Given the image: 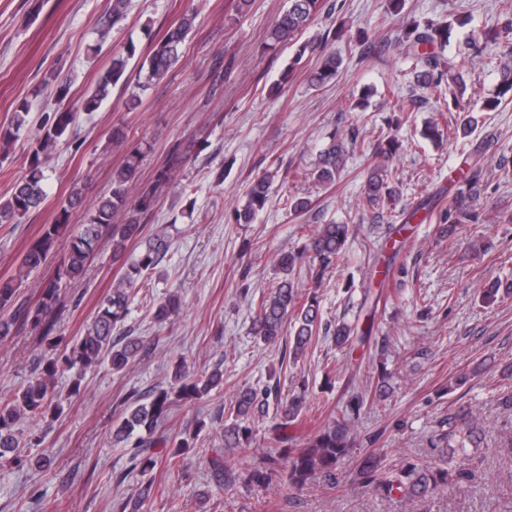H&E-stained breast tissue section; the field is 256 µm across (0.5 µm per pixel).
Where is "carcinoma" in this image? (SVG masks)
<instances>
[{"label":"carcinoma","mask_w":512,"mask_h":512,"mask_svg":"<svg viewBox=\"0 0 512 512\" xmlns=\"http://www.w3.org/2000/svg\"><path fill=\"white\" fill-rule=\"evenodd\" d=\"M328 0H287L284 9L268 31V40L273 45L292 42L296 35L306 29L322 12L331 10ZM129 0H111L110 7L102 19L100 38H105L115 27L125 20ZM196 14L185 12L172 23L162 36L151 42L145 59L144 79L137 83L139 92L132 95L127 107L131 110L141 103V93L166 76L180 61L182 47L195 26ZM451 23H439L432 19H413L400 30L397 43L407 57L415 61L414 79L417 85L433 93L442 91L443 86L464 89L466 81L456 71L453 59H445L443 51L448 46ZM137 47L129 43L123 49L112 53L107 67L99 72L91 89L77 102H72L71 81L66 78L56 80L53 98L54 107L42 119L40 128L34 135L35 145L27 155V173L18 179L8 197L0 199V224H17L30 212L38 209L46 198L44 168L50 155L58 148L73 144L72 128L76 112H95L112 94V88L126 80L130 61L135 58ZM340 59L334 52H327L321 66L309 73L308 80L314 85H322L336 78ZM498 96L483 99L479 111L496 109L501 98L512 94V67L503 66L498 73ZM29 123L27 102L19 103L11 122L0 127V142L9 144L17 139ZM365 140L359 131L349 129L345 138L331 139L318 154L314 169L310 172L319 183L333 184L344 171L348 153L363 148ZM373 156L382 161L369 169L363 186V199L371 207L396 193L393 185L392 168L388 165L400 148L398 140L381 134L373 139ZM144 156L141 145L126 150L123 162L112 173L111 187L107 193L95 198L87 205L84 223L74 232L70 248L56 273V279L41 288L36 303L23 300L20 288L25 280L38 272L55 249L60 235L70 224L72 211L84 206V188L75 187L66 202L58 210L54 222L42 227L40 235L32 241L20 255L17 272L0 278V342L9 340L25 325L42 331L47 342L46 351L38 358V376L28 385L9 398H0V459L7 457L16 468L37 465L45 468L48 459L36 457L20 450V440L16 426L20 419L27 418L36 423L52 421L60 416L63 403L68 396L55 390L52 383L56 377L75 368L82 370L93 365L107 364L112 371L120 372L134 358L146 352L147 346L130 335H120L126 318L130 290L148 271L157 267L168 248V235L165 229L146 230L142 224L144 215L153 211L158 202L159 192L169 186L176 177L177 169L184 160V151L178 143L169 148L166 165L157 169L153 180L143 186L138 196L129 195V187L140 177ZM278 171L268 170L251 182L248 201L241 209L231 214L235 224H253L269 202L270 188ZM483 190V168L469 167L468 172L458 181V188L448 207L440 214V222L455 224H477L473 201ZM117 211L126 213V223H112ZM351 229L348 224H319L308 234L307 243L299 252H284L277 256V263L284 271L291 272L302 261L309 263L310 283L308 287L321 285L323 272L336 263L344 253ZM107 238L112 241V257L121 258L131 242H138L140 251L137 258L126 265L113 285L111 293L99 304L82 336L65 340L63 336L52 335L51 313L59 301L61 283L83 278L91 255L99 242ZM181 308L180 298L171 294L151 308L152 318L163 323L175 316ZM321 316L316 298L307 297L300 302L298 286L292 280L278 282L270 295L260 304L254 333L267 344L278 342L288 336L289 354L297 359L311 345ZM336 345L347 348L354 340L367 331L352 323L341 321L333 330ZM224 386V371L216 367L210 372H199L184 364L175 365L172 390L159 389L146 399L134 394L128 401L122 420L112 428V442L141 465L151 469L172 461L194 447V437L190 433H180L165 439L155 437L158 425L172 412L179 401H193L209 395ZM280 405V412L273 425V440L277 444L274 452L264 456L262 465L240 473L229 471L224 466V451L244 447L251 433L250 422L256 415L265 412L269 401ZM363 394H357L346 401L345 409L339 417L328 422L317 432L297 443L294 434L297 422L308 406L307 388L292 393L288 400L281 401L277 387L266 386L262 390L251 387L241 389L233 406L232 422L224 425V447L212 451L208 457L215 480L224 485V490H232L237 483H266L277 480L290 490H298L317 473L328 479L330 484L338 483L341 466L349 461L354 447L355 421L364 404ZM480 429L472 412L456 414L448 418V431L438 435L434 447L446 443V448L454 452L475 445L480 439ZM380 459L371 454L366 456L354 471L352 481L373 487L385 495L397 494L405 500L422 496L431 489L465 478L462 469H430L410 459L395 472L381 478ZM152 484L141 486L136 497L124 499L113 505L114 512H139L140 504L149 499Z\"/></svg>","instance_id":"obj_1"}]
</instances>
